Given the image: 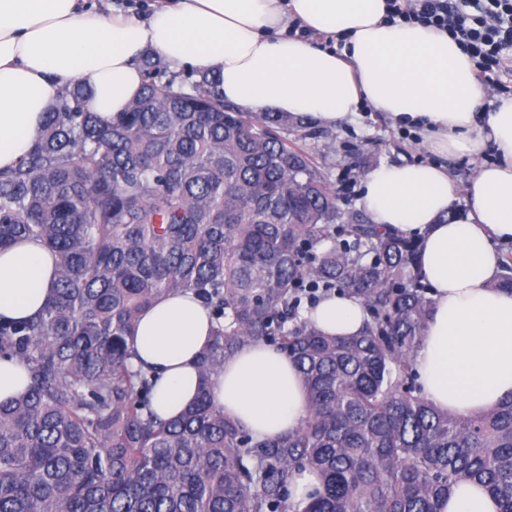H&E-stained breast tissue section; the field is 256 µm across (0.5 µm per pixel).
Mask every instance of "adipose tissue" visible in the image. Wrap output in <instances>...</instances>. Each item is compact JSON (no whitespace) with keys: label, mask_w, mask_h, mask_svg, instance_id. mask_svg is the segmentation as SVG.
Returning a JSON list of instances; mask_svg holds the SVG:
<instances>
[{"label":"adipose tissue","mask_w":512,"mask_h":512,"mask_svg":"<svg viewBox=\"0 0 512 512\" xmlns=\"http://www.w3.org/2000/svg\"><path fill=\"white\" fill-rule=\"evenodd\" d=\"M150 15L93 0H0V169L30 151L50 107L78 81L114 117L136 98L138 64L153 50L174 70L220 75L239 110L281 112L319 125L361 105L423 138L426 163L383 164L362 183L374 223L422 239L434 309L414 355L424 396L463 416L512 395V292L496 288L501 245L512 242V95L482 111L475 64L447 32L385 22L386 0H153ZM492 150L494 160L483 159ZM479 159L464 187L467 211L445 221L455 193L447 159ZM58 256L36 240L0 250V319L34 317L48 303ZM318 329L357 334L365 312L340 294L310 313ZM193 293L159 298L129 346L158 377L152 406L178 417L194 400L198 359L211 336ZM212 398L254 438L279 437L308 412L295 364L262 342L243 346L214 376ZM482 486L463 482L439 512H498Z\"/></svg>","instance_id":"adipose-tissue-1"}]
</instances>
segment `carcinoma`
<instances>
[{
	"label": "carcinoma",
	"instance_id": "obj_1",
	"mask_svg": "<svg viewBox=\"0 0 512 512\" xmlns=\"http://www.w3.org/2000/svg\"><path fill=\"white\" fill-rule=\"evenodd\" d=\"M145 60L118 116L62 92L20 164L0 171V249L60 257L50 301L0 321V359L29 384L0 403V512H288L295 472L321 488L303 512H438L468 481L512 512V396L460 416L427 399L413 356L433 309L421 244L344 212L297 122L224 103L202 71L183 90ZM495 286L512 291V253ZM194 292L214 326L194 402L160 420L153 376L127 344L159 297ZM338 291L367 313L356 336L308 318ZM263 341L296 363L308 415L256 440L216 408L210 379Z\"/></svg>",
	"mask_w": 512,
	"mask_h": 512
}]
</instances>
